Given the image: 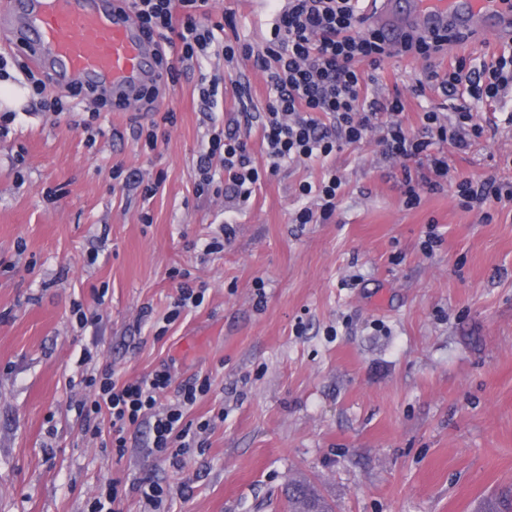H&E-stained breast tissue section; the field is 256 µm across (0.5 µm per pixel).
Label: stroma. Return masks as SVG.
I'll return each instance as SVG.
<instances>
[{
	"instance_id": "obj_1",
	"label": "stroma",
	"mask_w": 512,
	"mask_h": 512,
	"mask_svg": "<svg viewBox=\"0 0 512 512\" xmlns=\"http://www.w3.org/2000/svg\"><path fill=\"white\" fill-rule=\"evenodd\" d=\"M227 39L262 43L268 23L246 0H209ZM422 60L383 63L378 91L401 94L411 131L442 98L416 90ZM203 60L158 101L174 109L156 150L133 131L150 113H102L90 138L82 110L35 112L28 97L0 133V512H85L106 478L151 477L181 490L171 512H288V481L309 479L335 512H476L512 489V210L492 221L460 208L451 188L421 190L407 207L400 166L376 140L334 160L345 186L322 224L294 223L300 182L322 163H291L242 206L198 195L194 164L206 138ZM457 175L512 182V125L449 153ZM163 177L150 202L112 186L113 169ZM221 224V253L189 250ZM442 242L424 253L428 230ZM207 285L204 304L163 338L137 327L177 295L170 267ZM265 297L257 299V283ZM107 289L98 335L74 303ZM136 378L174 364L176 381L208 373L210 396L192 418L223 412L182 467L149 455L148 425L123 458L88 446L68 409L78 358Z\"/></svg>"
}]
</instances>
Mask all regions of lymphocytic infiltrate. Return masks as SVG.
Listing matches in <instances>:
<instances>
[{"instance_id": "f902f5d3", "label": "lymphocytic infiltrate", "mask_w": 512, "mask_h": 512, "mask_svg": "<svg viewBox=\"0 0 512 512\" xmlns=\"http://www.w3.org/2000/svg\"><path fill=\"white\" fill-rule=\"evenodd\" d=\"M149 38L172 46L158 57V81L141 94L154 105L161 85L176 84L181 74L202 59L220 55L225 63L252 61L266 78L268 101L261 123L266 160L256 165L248 136L238 126L212 125L195 163L196 189L204 193L225 184L232 198L248 202L258 186L275 176L287 163L325 159L344 147L376 137L389 159L402 165H424L423 183L439 191L451 185L459 206L467 211L488 203L512 206V184L492 176L455 177L445 146L467 153L485 128L478 123L464 97L495 100L512 88V53L491 62L466 67L450 62L447 72L428 69L426 79L443 96L453 100L452 119L429 109L421 118V134L404 127L405 104L400 95L379 97L373 87L387 57L402 54L423 60L438 56L448 42L445 34L403 37L388 43L378 29L368 25L362 0H286L278 11L270 37L261 46L229 41L224 26L209 23L202 9L207 0H121ZM343 180L336 168H327L318 183H300L298 194L307 206L295 215L298 224H318L336 210ZM167 277L178 296L156 330L164 335L168 325L184 313L201 307L205 287L195 285L189 270L173 267ZM83 394L71 401L84 440L123 457L127 435L142 422L151 426V454L181 465L191 449L201 447L215 418H190V411L212 392L210 375H195L175 385L168 367L135 379L112 368L82 375Z\"/></svg>"}]
</instances>
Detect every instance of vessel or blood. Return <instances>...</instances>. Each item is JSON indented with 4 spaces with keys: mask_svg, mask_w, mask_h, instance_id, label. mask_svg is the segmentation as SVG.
Returning <instances> with one entry per match:
<instances>
[{
    "mask_svg": "<svg viewBox=\"0 0 512 512\" xmlns=\"http://www.w3.org/2000/svg\"><path fill=\"white\" fill-rule=\"evenodd\" d=\"M370 22L392 38L448 26L507 42L512 0H378ZM0 23L9 25L11 45L25 48L59 81L106 86L131 100L152 75L153 46L106 0H14Z\"/></svg>",
    "mask_w": 512,
    "mask_h": 512,
    "instance_id": "obj_1",
    "label": "vessel or blood"
}]
</instances>
